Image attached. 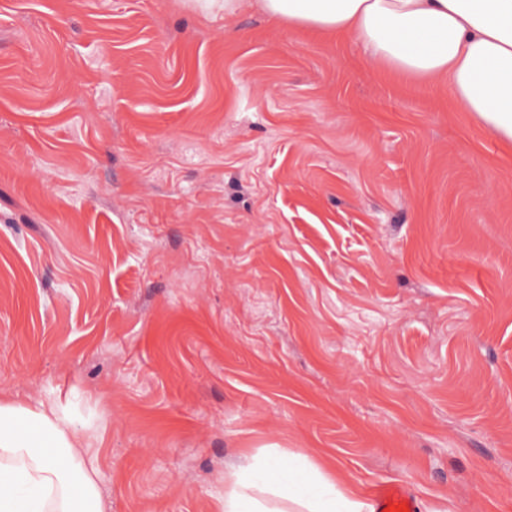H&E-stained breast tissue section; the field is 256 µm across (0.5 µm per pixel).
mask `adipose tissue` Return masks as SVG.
Masks as SVG:
<instances>
[{
  "label": "adipose tissue",
  "mask_w": 512,
  "mask_h": 512,
  "mask_svg": "<svg viewBox=\"0 0 512 512\" xmlns=\"http://www.w3.org/2000/svg\"><path fill=\"white\" fill-rule=\"evenodd\" d=\"M269 18L353 36L375 62L448 80L460 111L512 141V0H260ZM97 458L59 401L0 395V512H107ZM224 512H375L300 454L243 455L224 472Z\"/></svg>",
  "instance_id": "ef3b65f1"
}]
</instances>
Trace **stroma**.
Masks as SVG:
<instances>
[{
	"label": "stroma",
	"mask_w": 512,
	"mask_h": 512,
	"mask_svg": "<svg viewBox=\"0 0 512 512\" xmlns=\"http://www.w3.org/2000/svg\"><path fill=\"white\" fill-rule=\"evenodd\" d=\"M0 389L108 512L264 448L512 512V144L255 0H0Z\"/></svg>",
	"instance_id": "stroma-1"
}]
</instances>
